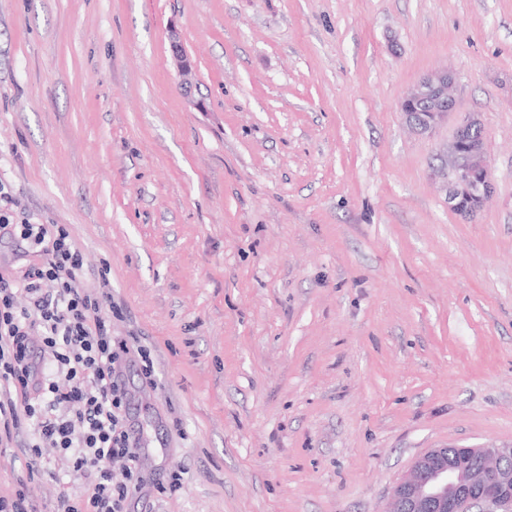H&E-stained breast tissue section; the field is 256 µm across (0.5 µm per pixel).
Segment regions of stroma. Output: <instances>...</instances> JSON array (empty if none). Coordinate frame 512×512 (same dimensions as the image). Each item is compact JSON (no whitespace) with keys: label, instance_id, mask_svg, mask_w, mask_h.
<instances>
[{"label":"stroma","instance_id":"1","mask_svg":"<svg viewBox=\"0 0 512 512\" xmlns=\"http://www.w3.org/2000/svg\"><path fill=\"white\" fill-rule=\"evenodd\" d=\"M440 68L421 137L399 103ZM466 112L472 218L431 176ZM0 183L109 282L131 512H382L427 449L512 445V0H0ZM44 455L0 492L53 512L83 479ZM454 85L455 79L447 70H437L424 75L407 91L401 99L400 111L414 132L431 137L455 110ZM423 114L434 120L423 121Z\"/></svg>","mask_w":512,"mask_h":512}]
</instances>
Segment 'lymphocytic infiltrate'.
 Returning <instances> with one entry per match:
<instances>
[{
    "label": "lymphocytic infiltrate",
    "instance_id": "f902f5d3",
    "mask_svg": "<svg viewBox=\"0 0 512 512\" xmlns=\"http://www.w3.org/2000/svg\"><path fill=\"white\" fill-rule=\"evenodd\" d=\"M5 237L37 261L0 272V446L32 460L55 448L83 477L55 512H128L141 443L126 412L129 350L112 334V297L82 287L83 256L66 225L14 224L0 212Z\"/></svg>",
    "mask_w": 512,
    "mask_h": 512
}]
</instances>
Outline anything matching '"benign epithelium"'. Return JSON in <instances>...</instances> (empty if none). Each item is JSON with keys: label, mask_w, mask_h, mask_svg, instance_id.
Wrapping results in <instances>:
<instances>
[{"label": "benign epithelium", "mask_w": 512, "mask_h": 512, "mask_svg": "<svg viewBox=\"0 0 512 512\" xmlns=\"http://www.w3.org/2000/svg\"><path fill=\"white\" fill-rule=\"evenodd\" d=\"M184 89H189L192 65L178 41L172 42ZM454 77L446 70L420 78L403 96L400 111L410 128L432 136L455 110ZM486 127L480 114L468 112L448 141L434 175L442 183L448 206L461 215L481 211L493 193L490 162L485 150ZM384 512H512V446L430 448L393 487Z\"/></svg>", "instance_id": "obj_1"}]
</instances>
